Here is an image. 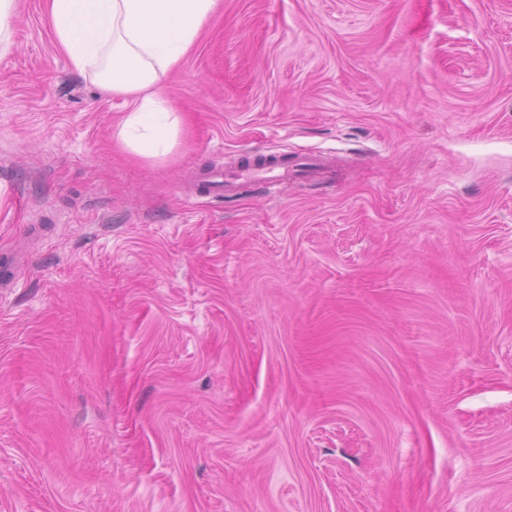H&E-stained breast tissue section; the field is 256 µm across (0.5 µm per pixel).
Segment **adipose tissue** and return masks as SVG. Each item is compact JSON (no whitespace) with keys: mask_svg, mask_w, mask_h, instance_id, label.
I'll return each instance as SVG.
<instances>
[{"mask_svg":"<svg viewBox=\"0 0 512 512\" xmlns=\"http://www.w3.org/2000/svg\"><path fill=\"white\" fill-rule=\"evenodd\" d=\"M218 0H47L52 36L71 70L121 97L114 137L128 154L171 159L184 123L163 83L194 48Z\"/></svg>","mask_w":512,"mask_h":512,"instance_id":"ef3b65f1","label":"adipose tissue"}]
</instances>
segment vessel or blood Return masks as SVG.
I'll use <instances>...</instances> for the list:
<instances>
[{
    "label": "vessel or blood",
    "instance_id": "vessel-or-blood-1",
    "mask_svg": "<svg viewBox=\"0 0 512 512\" xmlns=\"http://www.w3.org/2000/svg\"><path fill=\"white\" fill-rule=\"evenodd\" d=\"M325 172V164L316 158L300 164L285 157L268 156L265 157L263 164L246 161L232 172L211 167L200 169L197 181L202 189H216L230 194L235 192L239 183L242 182H252L271 190L276 184L287 179L289 174L300 173L320 177Z\"/></svg>",
    "mask_w": 512,
    "mask_h": 512
}]
</instances>
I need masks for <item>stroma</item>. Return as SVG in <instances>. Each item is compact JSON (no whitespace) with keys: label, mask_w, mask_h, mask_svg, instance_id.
Returning <instances> with one entry per match:
<instances>
[{"label":"stroma","mask_w":512,"mask_h":512,"mask_svg":"<svg viewBox=\"0 0 512 512\" xmlns=\"http://www.w3.org/2000/svg\"><path fill=\"white\" fill-rule=\"evenodd\" d=\"M163 91L151 164L17 0L0 512H512V0H218ZM262 159V165H257V160L245 161L233 172L211 167L202 168L197 174L200 189H216L224 194H232L242 181L265 186L267 190L273 191L276 184L288 178L289 171L292 174L319 177L326 172V165L317 158L303 164L280 156H267Z\"/></svg>","instance_id":"obj_1"}]
</instances>
